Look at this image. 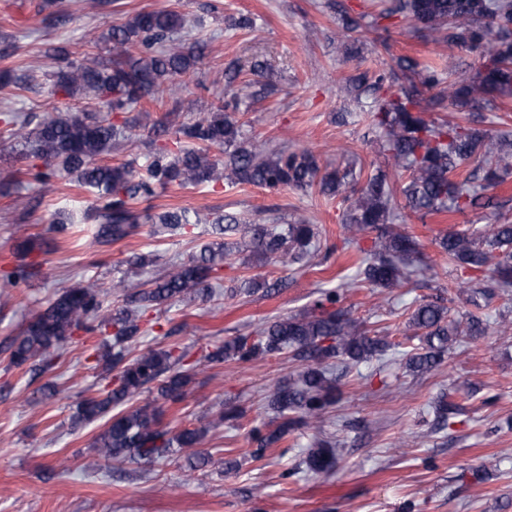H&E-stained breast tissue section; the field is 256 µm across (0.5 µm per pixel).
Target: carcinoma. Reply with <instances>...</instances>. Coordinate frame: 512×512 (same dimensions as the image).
Returning <instances> with one entry per match:
<instances>
[{
  "label": "carcinoma",
  "mask_w": 512,
  "mask_h": 512,
  "mask_svg": "<svg viewBox=\"0 0 512 512\" xmlns=\"http://www.w3.org/2000/svg\"><path fill=\"white\" fill-rule=\"evenodd\" d=\"M336 6L344 17L336 38L355 39L364 16L334 0L328 3L330 8ZM397 16L411 19L438 46L479 51L483 58L481 69L472 77L453 65L448 67L446 83L410 56L397 57L395 69L389 72L365 70L349 78L352 89H364L377 99L376 107L368 111L370 125L379 133L387 165L406 175L397 191L382 175L374 174L347 196L344 190L355 180L353 172L322 170L317 155L308 149L271 151L258 140L244 145L242 125L232 109L243 98L253 100L268 92L265 84L255 80L263 76L259 63L251 68L252 79L240 81V68L229 70L224 101L208 112L173 130L169 114L151 119L147 105L187 88L175 77L195 68L203 55L201 46L187 48L173 40L182 18L170 9L139 12L111 27L112 59L105 63L87 56L76 60L64 48L52 49L61 63L55 73V92L85 99L87 108L22 120L5 112L3 122L10 127L9 137L21 146V157L42 162L31 168L44 187L56 178H72L94 193L95 203L83 220L97 224L100 243L123 240L142 224H159L180 235L199 224L197 213L186 208L160 213L140 209V203L154 196L158 187L197 186L222 178L232 188L252 185L270 193L315 188L329 198L343 196L344 233L364 254L358 276L370 287L390 292L408 286L412 277L428 268L421 244L408 233H396L365 249L361 241L367 232L392 223L403 206L432 214L490 206L492 198L483 190L499 186L512 171L511 134L480 130L467 121L439 116L450 107L457 112H479L500 96H512V0H389L370 26L379 27L382 21ZM434 88L438 92L422 104L423 93ZM135 108L152 121L151 129L157 135L143 172L130 160L111 164L102 159L112 151L121 127L99 113ZM214 147L225 155L222 172L210 154ZM472 163L476 167L462 174ZM242 223L235 214L216 211L212 234L221 238ZM251 232L253 252L265 261L294 263L317 253L319 229L303 218L289 223L283 232L265 224L252 225ZM438 247L448 257V264L470 270L469 276L454 281L452 288L457 294L512 301V224H486L476 236L450 231L438 239ZM233 249L232 242L206 243L187 258L167 263L149 288L144 282L134 284L124 278L112 282V295L122 300L123 306L110 320H98L102 299L96 281L66 287L37 310L10 342L11 365L20 367L33 360L39 373L47 374L56 368L60 349L75 333L112 327L114 345L119 347L110 361V369L115 371L113 388L85 397L73 416L78 425L107 418L96 438L95 457L85 468L94 470L103 461L115 460L152 465L177 456L185 457L192 466L205 463L201 445L209 430L240 419L243 412L222 404L208 426L175 429L162 424L159 405L161 401L181 402L192 371L199 366L226 360L247 363L283 351L290 354L299 369L298 380L278 383L268 391L267 403L275 420L250 429L256 443L252 456L261 459L286 436L321 429L327 410L337 400L331 369L346 373L363 362L375 359L383 363L388 358L393 344L385 336L360 328L348 310L338 306L341 295L335 291L322 293L302 315L279 317L239 333L196 360L177 346L141 348L147 312L168 301L206 299L209 280L224 269ZM41 266L31 260L14 267L0 285V297L10 288L39 278ZM461 324L462 320L450 316L443 296L420 300L411 313L410 326L425 347L407 355V368L421 374L432 371L460 336L512 331V320L505 316L482 320L470 315L466 329H461ZM154 382L157 395L153 399L130 405L151 392ZM434 413L433 433L449 426L453 406L441 398ZM337 462V449L318 437L304 459L306 471L313 475L331 472Z\"/></svg>",
  "instance_id": "cac0c4a2"
}]
</instances>
